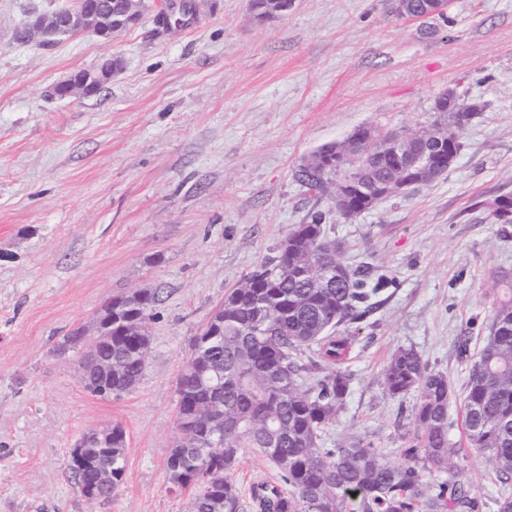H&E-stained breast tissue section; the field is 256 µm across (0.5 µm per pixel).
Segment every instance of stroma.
<instances>
[{
	"mask_svg": "<svg viewBox=\"0 0 512 512\" xmlns=\"http://www.w3.org/2000/svg\"><path fill=\"white\" fill-rule=\"evenodd\" d=\"M62 2L0 0V512H189V491L166 475L178 374L227 291L318 212L347 263L389 281L384 304L345 329L350 387L331 440L398 460L396 425L418 394L388 396L381 371L414 347L455 389L461 482L479 512H497L504 487L469 443L460 401L496 304L489 275L512 271V224L486 207L512 194V0H451L415 21L391 0H295L266 24L248 0H196L197 19L168 34L155 25L167 0H145L108 42L14 41L32 11ZM110 56L121 67L99 95L50 96ZM449 89L485 109L443 177L348 220L299 179L358 127L430 126ZM140 289L162 292L144 374L121 398L93 395L58 345ZM112 424L127 433L125 479L91 502L68 477L70 453Z\"/></svg>",
	"mask_w": 512,
	"mask_h": 512,
	"instance_id": "stroma-1",
	"label": "stroma"
}]
</instances>
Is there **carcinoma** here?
Instances as JSON below:
<instances>
[{"instance_id": "1", "label": "carcinoma", "mask_w": 512, "mask_h": 512, "mask_svg": "<svg viewBox=\"0 0 512 512\" xmlns=\"http://www.w3.org/2000/svg\"><path fill=\"white\" fill-rule=\"evenodd\" d=\"M485 105L457 98L451 110L437 113L435 123L460 152L462 129ZM381 143L365 146L366 164L355 175L369 184L392 176L394 160L379 153ZM324 169L310 159L299 179L318 192L336 195ZM341 267L334 282L319 275L321 252ZM343 246L330 238L323 214L298 224L274 255L228 291L211 325L195 338L177 382L180 426L193 431L197 418H207L218 436L201 431L170 450L168 481L180 488L194 485L190 512H248L233 480L244 449L257 450L278 471L279 482L254 486L253 512H478L475 498L457 480L432 484L424 472H458L457 449L448 439V406L455 395L442 372L429 368L412 347L399 348L381 373L386 393L394 398L411 391L419 400L403 431L401 461L392 462L359 440L326 447L328 429L336 421L349 389L340 365L347 358L345 324L361 322L380 305L375 300L387 280L368 267H352L342 258ZM502 294L474 360L463 399V424L475 448L490 451L498 478L512 480V275H493ZM159 301L153 292L135 309L116 297L101 316L132 322L133 334L112 329L85 363L80 382L90 393L118 399L140 381L145 366L141 347L151 339L149 323ZM316 347L317 362L301 358L303 347ZM112 360V375L93 367L94 359ZM83 468L71 469L82 495L88 494L103 470L112 471L120 487L126 467V433L90 436L82 449Z\"/></svg>"}]
</instances>
